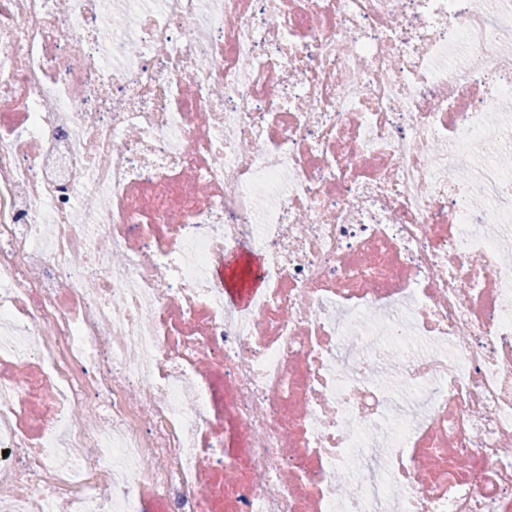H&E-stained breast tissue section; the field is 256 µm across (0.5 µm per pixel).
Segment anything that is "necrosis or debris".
Listing matches in <instances>:
<instances>
[{
  "label": "necrosis or debris",
  "mask_w": 512,
  "mask_h": 512,
  "mask_svg": "<svg viewBox=\"0 0 512 512\" xmlns=\"http://www.w3.org/2000/svg\"><path fill=\"white\" fill-rule=\"evenodd\" d=\"M509 40L0 0V512H512Z\"/></svg>",
  "instance_id": "1"
}]
</instances>
